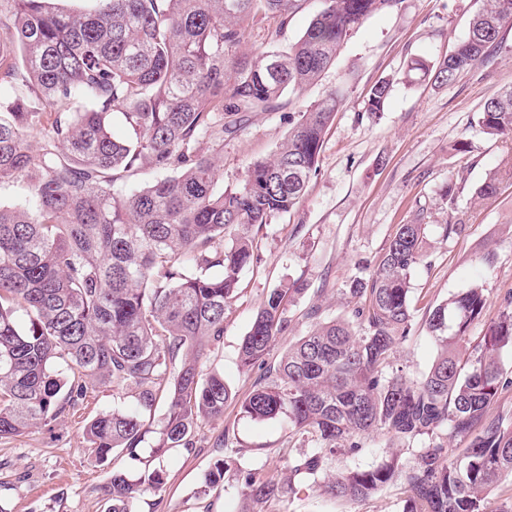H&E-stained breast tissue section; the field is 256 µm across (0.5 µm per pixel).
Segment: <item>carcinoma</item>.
Masks as SVG:
<instances>
[{"instance_id": "cac0c4a2", "label": "carcinoma", "mask_w": 512, "mask_h": 512, "mask_svg": "<svg viewBox=\"0 0 512 512\" xmlns=\"http://www.w3.org/2000/svg\"><path fill=\"white\" fill-rule=\"evenodd\" d=\"M300 0H0L13 35L0 41V79L16 84L0 102V185L29 179L25 202L0 204V438L19 436L65 410L97 382L135 392L88 422L99 458L136 454L157 396L168 392L158 447L189 446L197 421L218 420L232 391L203 372L207 343L224 336V314L239 273L253 261L251 231L291 212L318 170L324 135L343 93L333 89L298 112L271 157L252 161L243 182L219 185L206 141L224 142L248 112H266L330 67L370 15L399 0H321L300 38L282 50L239 55L241 23L286 17ZM512 0H483L469 34L442 61L415 60L439 85L485 57L506 26ZM392 87L377 81L365 111L384 112ZM130 133L117 139L114 122ZM483 133L512 139V87L487 99ZM39 135L36 146L28 138ZM144 168L145 187L117 190ZM512 184V158L473 193L482 201ZM426 225L401 224L377 268L350 281L348 319L318 322L285 352L241 403L261 422L284 415L297 446L283 449L288 480L239 470L242 495L266 504L291 498L299 479L338 501L371 497L396 482L404 512H487L484 490L512 478V422L490 417L508 383L501 350L512 346V301L463 353L487 299L470 288L435 308L427 328L438 346L429 370L412 377L396 364L411 335L409 277L421 260ZM230 242H225V238ZM299 288H274L243 337L238 356L262 367L288 327L286 302ZM383 432L428 445L402 459L337 473L336 457L359 455ZM466 442L448 447V438ZM162 484L112 471L106 512H134L146 487Z\"/></svg>"}]
</instances>
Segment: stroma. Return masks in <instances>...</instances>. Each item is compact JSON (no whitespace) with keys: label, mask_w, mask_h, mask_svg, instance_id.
I'll return each mask as SVG.
<instances>
[{"label":"stroma","mask_w":512,"mask_h":512,"mask_svg":"<svg viewBox=\"0 0 512 512\" xmlns=\"http://www.w3.org/2000/svg\"><path fill=\"white\" fill-rule=\"evenodd\" d=\"M481 0H399L392 10L369 17L341 47L321 81L296 95L287 93L268 112H252L238 132L225 136L213 153L225 185L242 182L248 165L273 154L287 137L298 111L331 88L344 101L326 131L318 172L300 205L259 230L253 263L239 274L236 295L224 315V338L210 346L207 369L219 370L234 398L216 421L199 423L189 448L157 453L165 404L146 423L136 456L114 452L98 460L84 427L97 414L133 403L131 394L111 385L88 387L75 405L31 433L0 439V512H105L104 487L113 470L141 477L163 472L158 490H147L137 512H240L239 475H210L231 449H245L240 465L263 477L287 470V417L255 422L243 417L240 400L259 380L261 369L242 371L238 347L271 289L303 285L288 302L290 324L275 342L282 353L311 328L310 309L324 318L350 315L343 290L368 277L398 225L426 224L421 261L410 274L413 313L410 338L396 359L410 374L425 372L436 356L427 329L428 314L468 288H484L487 306L470 328L481 336L512 296V186L493 199L472 202V192L504 159L512 140L491 138L477 124L484 101L512 85V28L495 49L448 86L426 77L406 78L411 60L443 59L463 39ZM319 0H301L286 21L251 22L242 51L294 43L319 9ZM382 78L392 91L381 118L365 110L369 89ZM466 141V153L456 145ZM462 179L456 216H449L443 191L449 176ZM460 233H446L449 219ZM493 261H485L486 253ZM405 493L391 485L363 501H337L315 490L302 491L267 512H404Z\"/></svg>","instance_id":"obj_1"}]
</instances>
